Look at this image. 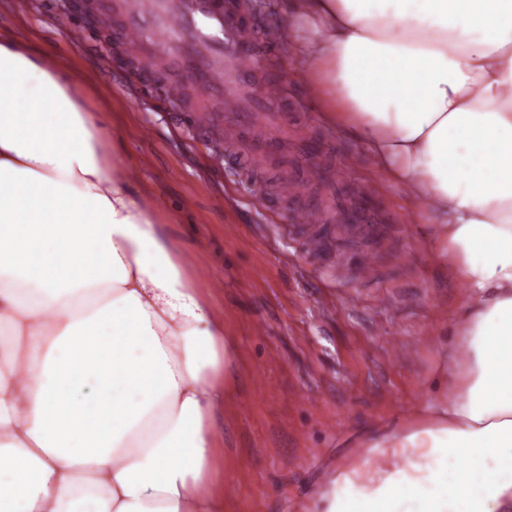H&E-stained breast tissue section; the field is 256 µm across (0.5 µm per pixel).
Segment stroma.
Instances as JSON below:
<instances>
[{"label": "stroma", "instance_id": "1", "mask_svg": "<svg viewBox=\"0 0 512 512\" xmlns=\"http://www.w3.org/2000/svg\"><path fill=\"white\" fill-rule=\"evenodd\" d=\"M67 0H0V27L25 34L65 64L90 111L100 115L123 162L135 170L143 200L158 211L167 236L197 275L235 343L236 392L216 414L234 469L225 489L231 512H301L316 484L358 450L369 427L413 421L447 367L449 334L470 294L434 258L430 225L417 221L404 191L374 171L361 146L345 144L313 102L289 53L266 54L253 76L288 77V138L216 168L205 131L186 126L180 106L144 93L138 72L119 69L128 46L103 39L92 22L74 42ZM320 147L328 179L298 202L336 207L359 187L370 200L368 229L332 238L322 253L299 238L279 192L283 175L303 176L300 148ZM361 156L346 171L349 156ZM265 184V201L251 192ZM372 256L362 280L349 255ZM314 397L302 403L301 394Z\"/></svg>", "mask_w": 512, "mask_h": 512}]
</instances>
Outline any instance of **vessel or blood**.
<instances>
[{
  "mask_svg": "<svg viewBox=\"0 0 512 512\" xmlns=\"http://www.w3.org/2000/svg\"><path fill=\"white\" fill-rule=\"evenodd\" d=\"M244 0H113L99 11L101 32H119L149 67L176 62L202 75L203 109L230 115L243 125L283 128L286 80L253 84V57L242 21ZM318 213L295 209L292 223L305 239L316 238Z\"/></svg>",
  "mask_w": 512,
  "mask_h": 512,
  "instance_id": "vessel-or-blood-1",
  "label": "vessel or blood"
}]
</instances>
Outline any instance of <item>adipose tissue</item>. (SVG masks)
Masks as SVG:
<instances>
[{
  "label": "adipose tissue",
  "mask_w": 512,
  "mask_h": 512,
  "mask_svg": "<svg viewBox=\"0 0 512 512\" xmlns=\"http://www.w3.org/2000/svg\"><path fill=\"white\" fill-rule=\"evenodd\" d=\"M327 121L471 299L416 421L305 512H512V0H280ZM235 350L100 117L0 31V512H225Z\"/></svg>",
  "instance_id": "adipose-tissue-1"
}]
</instances>
